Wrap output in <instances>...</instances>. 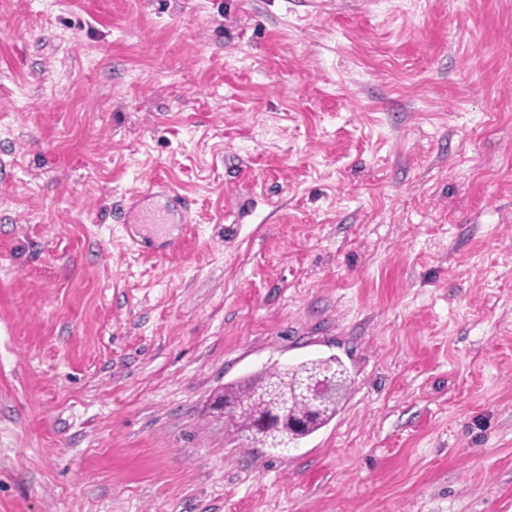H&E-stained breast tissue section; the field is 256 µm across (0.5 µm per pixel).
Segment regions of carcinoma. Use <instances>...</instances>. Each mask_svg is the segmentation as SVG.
<instances>
[{"mask_svg":"<svg viewBox=\"0 0 512 512\" xmlns=\"http://www.w3.org/2000/svg\"><path fill=\"white\" fill-rule=\"evenodd\" d=\"M315 376L323 380L324 387L319 399L310 405L304 384ZM350 384L349 370L339 358H312L273 367L239 385L225 387L216 401V408L221 410L232 404L224 418L228 419L234 432L255 448H268L269 436L256 427L258 416L267 409L261 399L263 392L270 389L288 399V405L280 413L283 436L304 439L336 417Z\"/></svg>","mask_w":512,"mask_h":512,"instance_id":"obj_1","label":"carcinoma"}]
</instances>
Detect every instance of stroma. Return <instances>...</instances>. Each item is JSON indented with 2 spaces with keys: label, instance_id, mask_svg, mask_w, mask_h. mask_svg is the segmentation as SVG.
<instances>
[{
  "label": "stroma",
  "instance_id": "35a3bbf8",
  "mask_svg": "<svg viewBox=\"0 0 512 512\" xmlns=\"http://www.w3.org/2000/svg\"><path fill=\"white\" fill-rule=\"evenodd\" d=\"M0 512H512V0H0ZM136 220L138 224H158L154 225V233L160 234L165 228V224H173V215L165 206H142L137 204ZM327 366L334 368L335 377L326 375ZM315 376L323 380L324 387L319 399L309 406L304 384ZM336 382L342 385L331 393ZM350 384L349 370L339 358H312L297 364L273 367L242 384L224 387V393L216 401V408L222 410L225 405L232 403L229 412L224 410V418L228 419L238 437H244L253 445L252 448H272L269 436L256 427L258 416L267 409V404L261 399L263 392L270 389L288 399V405L280 413L283 436L304 439L336 417ZM290 423L298 428L288 427Z\"/></svg>",
  "mask_w": 512,
  "mask_h": 512
}]
</instances>
